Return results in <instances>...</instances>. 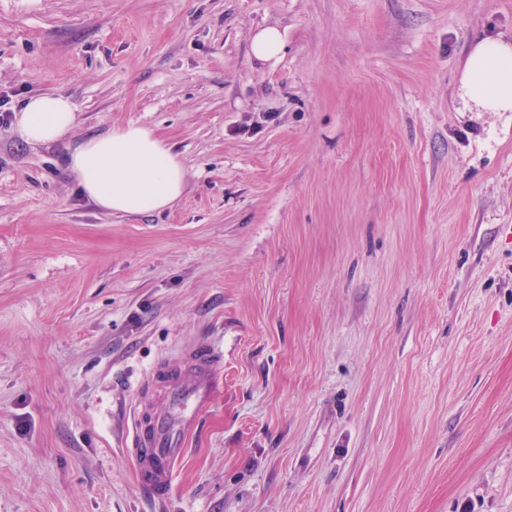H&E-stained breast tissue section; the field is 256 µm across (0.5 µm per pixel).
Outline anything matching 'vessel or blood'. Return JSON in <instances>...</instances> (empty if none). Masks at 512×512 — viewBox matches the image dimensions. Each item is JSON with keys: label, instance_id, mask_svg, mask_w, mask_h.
<instances>
[{"label": "vessel or blood", "instance_id": "obj_1", "mask_svg": "<svg viewBox=\"0 0 512 512\" xmlns=\"http://www.w3.org/2000/svg\"><path fill=\"white\" fill-rule=\"evenodd\" d=\"M220 357L216 346L196 351L192 356L193 384L163 381L171 389V412L135 425L132 453L142 486L155 498H165L171 489L173 464L184 451L182 434L198 422L201 408L213 392V373Z\"/></svg>", "mask_w": 512, "mask_h": 512}]
</instances>
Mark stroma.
Returning <instances> with one entry per match:
<instances>
[{"label": "stroma", "mask_w": 512, "mask_h": 512, "mask_svg": "<svg viewBox=\"0 0 512 512\" xmlns=\"http://www.w3.org/2000/svg\"><path fill=\"white\" fill-rule=\"evenodd\" d=\"M286 46L255 62L253 32ZM512 0H0V512H512V112L466 107ZM154 130L188 174L104 213L67 147ZM219 385L168 499L158 366ZM285 48V37L277 26H266L256 32L251 40V50L257 61L274 65ZM14 113V126L21 138L38 145H49L63 140L76 122L72 102L59 93L33 96ZM221 354L218 346L196 351L193 384L176 383L170 391L172 412L135 425L132 453L142 486L155 498L164 499L171 489L173 464L185 449L182 434L198 422L213 392V373Z\"/></svg>", "instance_id": "obj_1"}]
</instances>
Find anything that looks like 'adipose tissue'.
I'll return each mask as SVG.
<instances>
[{"instance_id":"obj_1","label":"adipose tissue","mask_w":512,"mask_h":512,"mask_svg":"<svg viewBox=\"0 0 512 512\" xmlns=\"http://www.w3.org/2000/svg\"><path fill=\"white\" fill-rule=\"evenodd\" d=\"M462 88L487 112H512V40L484 37L468 56ZM70 99L45 93L16 109L14 126L26 142L49 145L73 129ZM65 163L82 194L104 212L143 215L172 208L182 197L187 173L179 156L147 127L129 124L69 149Z\"/></svg>"}]
</instances>
